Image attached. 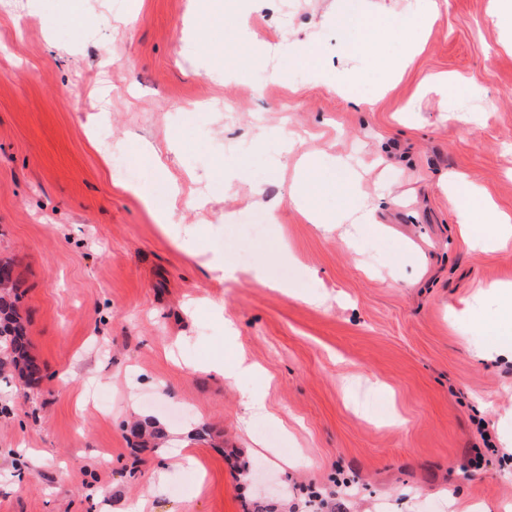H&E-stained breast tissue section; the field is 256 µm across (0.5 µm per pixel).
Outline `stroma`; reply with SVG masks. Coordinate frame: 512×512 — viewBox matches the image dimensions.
<instances>
[{
	"instance_id": "1",
	"label": "stroma",
	"mask_w": 512,
	"mask_h": 512,
	"mask_svg": "<svg viewBox=\"0 0 512 512\" xmlns=\"http://www.w3.org/2000/svg\"><path fill=\"white\" fill-rule=\"evenodd\" d=\"M113 2L0 0V260L25 283L43 369L34 388L0 377V512H125L146 491V512H253L254 498L313 512L311 492L345 481L346 512H512L499 442L512 434V361L477 357L484 331L468 317L480 290L512 283V245L471 248L439 186L457 173L512 215V55L490 0H449L388 91L400 42L346 56L371 112L290 59L308 36L335 60L339 0L253 14L256 39L281 46L264 67L203 0H138L133 20ZM436 72L479 77L457 106L494 110L445 119L418 90ZM108 142L130 166L149 153L166 167L150 202L104 161ZM303 155L400 205L353 238L308 223L288 202ZM228 167L245 177L229 196L217 188ZM174 194V225L202 230L189 250L155 219ZM272 211L247 237L240 217ZM217 251L228 266L248 252L262 278L221 280ZM235 355L259 368L250 385L272 418L206 368ZM144 418L167 447L129 443L128 421Z\"/></svg>"
}]
</instances>
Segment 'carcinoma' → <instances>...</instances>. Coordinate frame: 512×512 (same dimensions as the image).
<instances>
[{"label": "carcinoma", "mask_w": 512, "mask_h": 512, "mask_svg": "<svg viewBox=\"0 0 512 512\" xmlns=\"http://www.w3.org/2000/svg\"><path fill=\"white\" fill-rule=\"evenodd\" d=\"M23 284L14 273L13 264L0 262V372L7 369L35 385L42 378V368L31 354L26 324L20 314L19 303L23 296ZM139 446L159 444L165 438L163 429L151 422L133 423Z\"/></svg>", "instance_id": "1"}]
</instances>
